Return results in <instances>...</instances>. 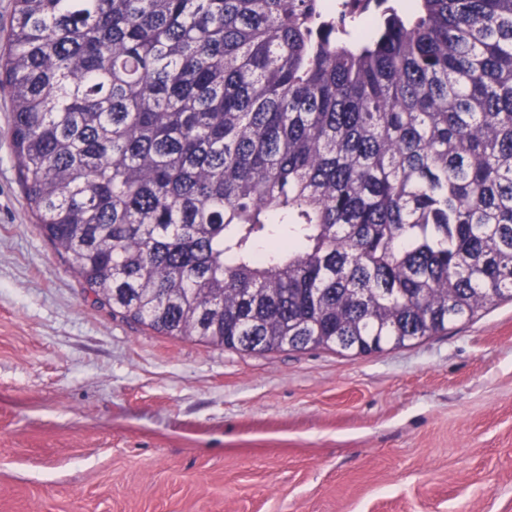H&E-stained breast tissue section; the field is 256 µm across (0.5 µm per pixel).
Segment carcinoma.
Returning <instances> with one entry per match:
<instances>
[{
    "mask_svg": "<svg viewBox=\"0 0 512 512\" xmlns=\"http://www.w3.org/2000/svg\"><path fill=\"white\" fill-rule=\"evenodd\" d=\"M8 130L94 302L245 352L512 300V0H13Z\"/></svg>",
    "mask_w": 512,
    "mask_h": 512,
    "instance_id": "obj_1",
    "label": "carcinoma"
}]
</instances>
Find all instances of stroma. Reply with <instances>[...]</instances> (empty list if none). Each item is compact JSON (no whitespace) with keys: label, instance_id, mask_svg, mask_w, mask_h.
<instances>
[{"label":"stroma","instance_id":"stroma-1","mask_svg":"<svg viewBox=\"0 0 512 512\" xmlns=\"http://www.w3.org/2000/svg\"><path fill=\"white\" fill-rule=\"evenodd\" d=\"M0 94V512H512V303L248 353L112 316L31 217Z\"/></svg>","mask_w":512,"mask_h":512}]
</instances>
